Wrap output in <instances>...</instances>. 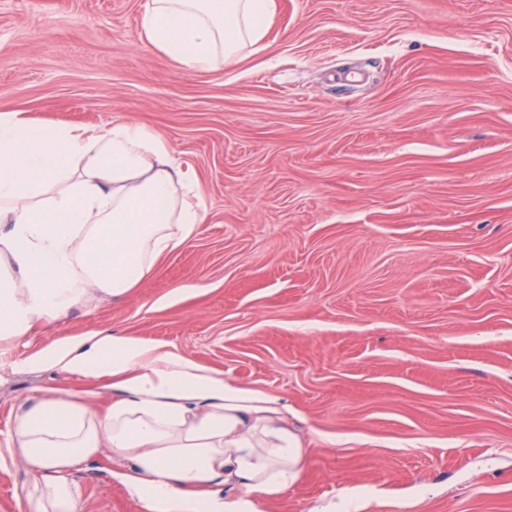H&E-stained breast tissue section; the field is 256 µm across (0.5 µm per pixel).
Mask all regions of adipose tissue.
<instances>
[{
  "label": "adipose tissue",
  "instance_id": "1",
  "mask_svg": "<svg viewBox=\"0 0 512 512\" xmlns=\"http://www.w3.org/2000/svg\"><path fill=\"white\" fill-rule=\"evenodd\" d=\"M275 0H146V42L185 68L232 66L266 37ZM168 140L0 114V343L136 288L206 220ZM65 379L0 433L31 474V512H82L83 464L107 453L148 512H256L305 468L287 406L176 345L109 331L27 359Z\"/></svg>",
  "mask_w": 512,
  "mask_h": 512
}]
</instances>
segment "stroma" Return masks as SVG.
I'll return each instance as SVG.
<instances>
[{"label":"stroma","instance_id":"stroma-1","mask_svg":"<svg viewBox=\"0 0 512 512\" xmlns=\"http://www.w3.org/2000/svg\"><path fill=\"white\" fill-rule=\"evenodd\" d=\"M146 0H0V114L161 132L207 219L121 299L0 351V431L90 330L282 397L302 478L261 512H512V0H276L188 70ZM184 289L172 297L173 289ZM31 475L0 463V512ZM83 512H143L105 458Z\"/></svg>","mask_w":512,"mask_h":512}]
</instances>
